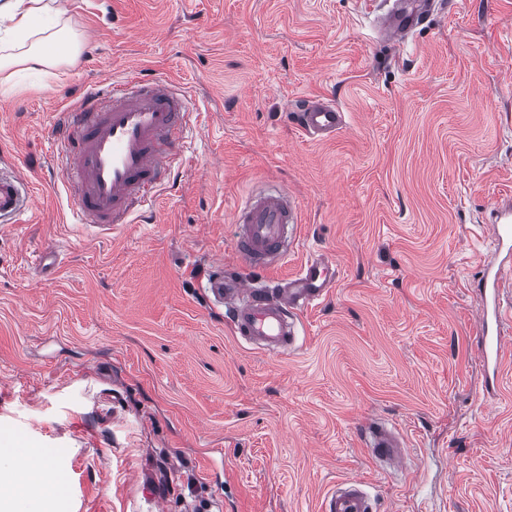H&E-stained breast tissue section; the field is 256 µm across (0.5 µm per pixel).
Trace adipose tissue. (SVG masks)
I'll use <instances>...</instances> for the list:
<instances>
[{
	"mask_svg": "<svg viewBox=\"0 0 512 512\" xmlns=\"http://www.w3.org/2000/svg\"><path fill=\"white\" fill-rule=\"evenodd\" d=\"M66 0H0V82L11 79L16 68L41 73L43 68L73 63L83 43L60 20ZM47 17L35 28L31 21ZM66 479L50 466L47 452L32 446L0 448V512H16L20 502L43 500L46 493L63 494Z\"/></svg>",
	"mask_w": 512,
	"mask_h": 512,
	"instance_id": "ef3b65f1",
	"label": "adipose tissue"
}]
</instances>
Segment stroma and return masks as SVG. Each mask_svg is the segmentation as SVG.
Masks as SVG:
<instances>
[{
    "label": "stroma",
    "instance_id": "stroma-1",
    "mask_svg": "<svg viewBox=\"0 0 512 512\" xmlns=\"http://www.w3.org/2000/svg\"><path fill=\"white\" fill-rule=\"evenodd\" d=\"M66 6L76 63L0 84V148L34 188L0 229V439L65 473L48 512H325L354 479L374 512H512V320L494 388L474 345L484 262L512 305L485 226L512 196V0H435L398 46L372 0ZM130 72L183 91L189 134L151 213L102 233L73 215L51 129ZM297 95L347 126L309 140L281 117ZM271 185L295 195L300 237L255 271L231 213ZM311 255L336 283L300 351L235 336L212 265L271 286ZM372 417L407 441L398 473L357 439Z\"/></svg>",
    "mask_w": 512,
    "mask_h": 512
}]
</instances>
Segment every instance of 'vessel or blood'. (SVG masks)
I'll list each match as a JSON object with an SVG mask.
<instances>
[{"instance_id":"1","label":"vessel or blood","mask_w":512,"mask_h":512,"mask_svg":"<svg viewBox=\"0 0 512 512\" xmlns=\"http://www.w3.org/2000/svg\"><path fill=\"white\" fill-rule=\"evenodd\" d=\"M426 9L418 0H396L384 19L386 34L397 43L419 27ZM297 124L311 140L325 141L347 125V114L330 99L299 98ZM186 115L184 97L163 80L147 82L129 75L111 91L86 95L59 113L54 138L66 166L63 178L71 190L79 223L103 231L132 223L152 200L154 191L170 182L173 134ZM29 208L25 182L17 172L0 173V219H16ZM235 247L250 268L264 269L283 258L296 238L299 211L293 196L275 189L248 196L235 209ZM498 247L512 251V203L499 205L488 225ZM336 271L328 260L314 257L277 288H255L228 280L223 269L207 279L215 301L230 311L237 336L261 349L288 354L299 349L301 315L322 301L333 287ZM502 272L484 268L482 307L477 330L479 355L489 380H496L504 357L505 312L496 302ZM365 445L382 469L395 471L407 454L398 428L385 420L365 423ZM370 494L361 482L337 487L327 512H372Z\"/></svg>"}]
</instances>
